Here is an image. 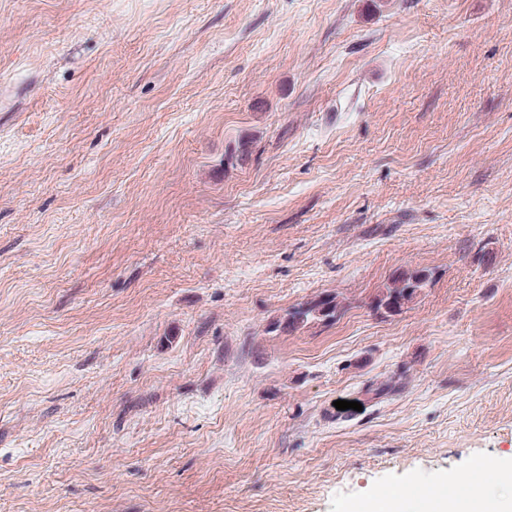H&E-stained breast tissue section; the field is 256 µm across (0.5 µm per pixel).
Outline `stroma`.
Wrapping results in <instances>:
<instances>
[{
  "label": "stroma",
  "mask_w": 512,
  "mask_h": 512,
  "mask_svg": "<svg viewBox=\"0 0 512 512\" xmlns=\"http://www.w3.org/2000/svg\"><path fill=\"white\" fill-rule=\"evenodd\" d=\"M510 464L512 0H0V512H345ZM430 273L424 269L403 270L375 296L370 308L389 316L400 314L424 288ZM344 309V303L336 294L318 296L272 321L269 332L293 333L313 321H335Z\"/></svg>",
  "instance_id": "stroma-1"
}]
</instances>
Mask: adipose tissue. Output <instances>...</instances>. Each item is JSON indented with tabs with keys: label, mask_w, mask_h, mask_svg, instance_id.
<instances>
[{
	"label": "adipose tissue",
	"mask_w": 512,
	"mask_h": 512,
	"mask_svg": "<svg viewBox=\"0 0 512 512\" xmlns=\"http://www.w3.org/2000/svg\"><path fill=\"white\" fill-rule=\"evenodd\" d=\"M371 512H512V471L505 472L499 485L480 497L434 495L420 500L394 491L372 502Z\"/></svg>",
	"instance_id": "1"
}]
</instances>
